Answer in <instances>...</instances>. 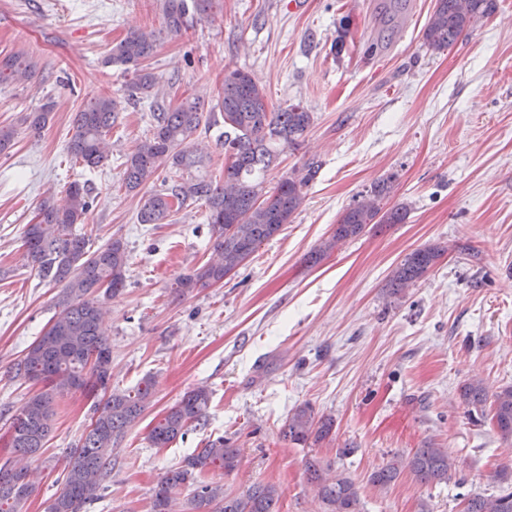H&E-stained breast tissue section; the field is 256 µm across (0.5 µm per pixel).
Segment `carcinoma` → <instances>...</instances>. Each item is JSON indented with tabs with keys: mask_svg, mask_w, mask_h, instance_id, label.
Returning a JSON list of instances; mask_svg holds the SVG:
<instances>
[{
	"mask_svg": "<svg viewBox=\"0 0 512 512\" xmlns=\"http://www.w3.org/2000/svg\"><path fill=\"white\" fill-rule=\"evenodd\" d=\"M494 0H435L434 11L423 31L424 44L433 51H444L480 21L487 18ZM213 0H165L164 20L171 33H179L188 13L209 15ZM157 48L154 33L133 31L112 45L109 62L134 73L135 82L125 95L131 101L152 88V76L145 63ZM28 69L18 59H0V81H20ZM120 101L102 97L74 115L68 152L89 168L104 164L109 155L106 135L115 123ZM224 122L219 140L224 145V180L214 182L194 175L204 163L200 149L180 148L199 128L203 106L185 100L175 107L151 113L152 136L141 141L124 161L125 191L139 194L153 181L160 167L173 169L164 189L141 197L137 213L140 224H165L183 207L205 202L212 227V249L216 259L178 280V287L190 292L224 281L227 272L238 268L264 242L278 235L284 225L302 208L306 188L317 173L315 163L294 168L270 191L265 176L281 151L295 147L306 137L312 114L298 105L273 111L264 89L252 76L235 69L224 76V87L217 100ZM391 192V179L379 182L362 199L347 207L328 238L318 246L312 261L332 252L336 246L361 235L370 224H403L409 211L405 205L383 209ZM67 202L56 205L51 199L37 207L36 220L25 226L22 241L27 260L37 276L62 285L61 311L49 329L38 337L17 363L15 373L44 384V390L31 396L22 410L11 416L10 448L21 457L39 455L53 427L51 403L57 394L82 389L100 397L89 428L67 456L64 486L47 512H83L86 504L98 498L97 491L112 451L119 439L143 412L152 397V378L144 379L136 390L111 389L112 350L100 328L102 308L94 297L100 290L108 297L126 287L128 254L120 238L111 239L96 250L76 226L84 223L89 209V189L78 182L69 184ZM443 249L428 245L405 255L392 270L386 287L398 295L415 285L437 264ZM460 398L477 411L491 407L492 421L500 437L512 441V386L490 391L478 377L460 387ZM209 392L197 387L185 393L157 421L150 440L157 448L184 437L188 427L204 421ZM332 417L315 412L305 403L296 407L284 425L290 441L305 445L333 436ZM239 466L237 450L219 437L187 458L184 464L168 470L155 490L153 512H173L174 494L193 487L183 512H280L284 490L273 483H255L240 493L224 490L221 484L206 483L200 473L222 470L229 474ZM310 480L325 505V512H362L361 498L353 481L343 473L326 476L318 461L307 460ZM420 483L448 482L454 463L442 448H417L408 457H393L374 470L370 484L379 491L393 485L404 470ZM27 470L5 463L0 466V512H19L32 491L23 476ZM463 512H512V487L495 495H475L464 503Z\"/></svg>",
	"mask_w": 512,
	"mask_h": 512,
	"instance_id": "1",
	"label": "carcinoma"
}]
</instances>
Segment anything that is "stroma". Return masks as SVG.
<instances>
[{
	"mask_svg": "<svg viewBox=\"0 0 512 512\" xmlns=\"http://www.w3.org/2000/svg\"><path fill=\"white\" fill-rule=\"evenodd\" d=\"M163 2L0 0V59L21 57L32 71L0 84V125L17 131L0 154V458L12 455L11 415L39 390L14 366L56 318L62 296L61 285L31 270L24 227L43 199L63 201L71 182L85 181L91 248L119 237L129 255L125 289L99 299L112 386L132 391L147 376L155 385L84 512H152L163 475L219 437L238 449L240 464L205 481L234 493L280 485L281 512H322L305 471L311 457L349 474L365 512H418L423 502L432 512H462L465 498L501 490L496 474L512 465V441L471 411L459 388L475 375L493 390L512 384V0H495L488 18L440 53L422 40L434 0H407L373 54L380 0H305L299 11L289 0H215L178 34L165 27ZM343 27L338 56L331 46ZM133 29L157 37L154 85L123 105L106 136L110 156L91 171L67 150L73 116L123 95L133 75L107 58ZM235 68L264 88L270 109L297 103L313 115L267 187L305 162L320 168L279 235L223 283L185 293L178 279L212 256L208 207L198 201L169 223H138L140 198L124 190L123 161L151 136L153 110L187 97L214 106ZM47 103L45 127L32 132L26 116ZM223 129L200 125L183 144L207 149L198 173L216 181L224 177ZM388 177L384 205H406V222L368 227L311 263L343 210ZM427 245L444 248L437 265L389 294L391 271ZM198 386L211 392L204 425L154 447L155 421ZM304 403L335 418L333 439L281 438ZM92 405L75 390L53 401L49 441L26 461L34 491L21 512H46L61 492ZM430 445L455 462L448 482L426 486L406 471L388 491L369 484L393 457Z\"/></svg>",
	"mask_w": 512,
	"mask_h": 512,
	"instance_id": "35a3bbf8",
	"label": "stroma"
}]
</instances>
